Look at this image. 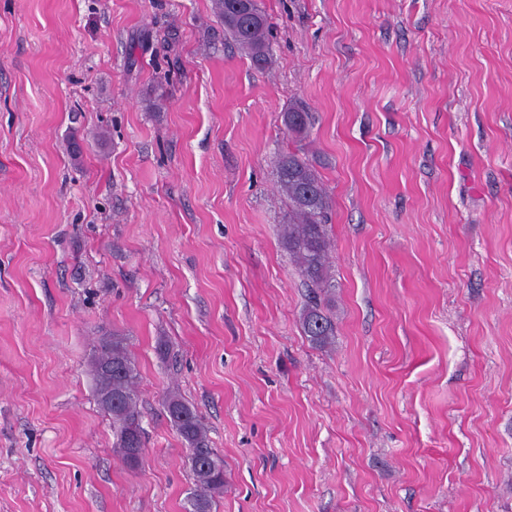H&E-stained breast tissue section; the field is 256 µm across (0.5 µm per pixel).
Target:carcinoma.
I'll return each instance as SVG.
<instances>
[{"label":"carcinoma","instance_id":"cac0c4a2","mask_svg":"<svg viewBox=\"0 0 512 512\" xmlns=\"http://www.w3.org/2000/svg\"><path fill=\"white\" fill-rule=\"evenodd\" d=\"M224 30L257 69L271 59L268 18L259 0H252L251 14L242 17L231 8V0H214ZM289 134L302 138L310 118L307 108L294 103L282 113ZM277 182L288 200V217L282 225V244L294 258L309 290V302L301 325L309 340L325 347L336 336L331 307L332 242L326 224L330 198L315 164L300 151L280 154L275 162ZM97 404L112 418L115 451L126 460L131 452L145 448L139 420L137 381L139 373L131 357L127 338L114 331L102 336L90 363ZM166 415L188 450L195 490L191 512H212L215 499L224 494V462L208 445L200 416L176 391L163 401Z\"/></svg>","mask_w":512,"mask_h":512}]
</instances>
